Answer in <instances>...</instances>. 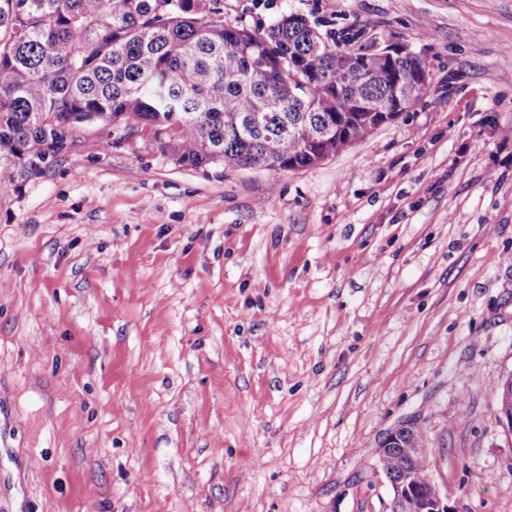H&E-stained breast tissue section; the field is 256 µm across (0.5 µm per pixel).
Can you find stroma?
I'll list each match as a JSON object with an SVG mask.
<instances>
[{
  "instance_id": "stroma-1",
  "label": "stroma",
  "mask_w": 512,
  "mask_h": 512,
  "mask_svg": "<svg viewBox=\"0 0 512 512\" xmlns=\"http://www.w3.org/2000/svg\"><path fill=\"white\" fill-rule=\"evenodd\" d=\"M406 40L391 124L308 168L84 147L0 192V512H391L412 423L512 512V0H218Z\"/></svg>"
}]
</instances>
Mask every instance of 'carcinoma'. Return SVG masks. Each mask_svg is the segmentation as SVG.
I'll use <instances>...</instances> for the list:
<instances>
[{"instance_id":"cac0c4a2","label":"carcinoma","mask_w":512,"mask_h":512,"mask_svg":"<svg viewBox=\"0 0 512 512\" xmlns=\"http://www.w3.org/2000/svg\"><path fill=\"white\" fill-rule=\"evenodd\" d=\"M217 0H0V191L71 152L70 133L138 123L178 165L295 171L358 137L357 106L394 104L386 60L298 14L224 25ZM394 69L429 73L423 58ZM410 470L425 480L424 434Z\"/></svg>"}]
</instances>
